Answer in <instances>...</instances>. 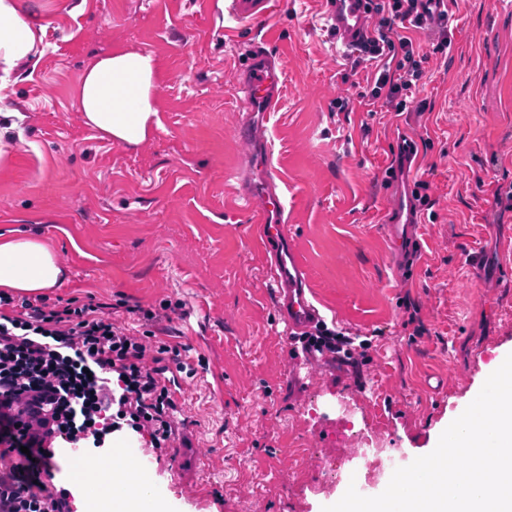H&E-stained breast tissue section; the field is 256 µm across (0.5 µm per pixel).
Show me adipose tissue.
<instances>
[{
	"label": "adipose tissue",
	"mask_w": 512,
	"mask_h": 512,
	"mask_svg": "<svg viewBox=\"0 0 512 512\" xmlns=\"http://www.w3.org/2000/svg\"><path fill=\"white\" fill-rule=\"evenodd\" d=\"M44 29L24 19L16 0H0V93L15 68L42 55ZM161 80L158 58L150 52L114 51L94 58L85 68L75 96L85 125L101 138L137 146L161 122L154 91ZM65 276L53 250L35 235L16 231L0 235V288L36 295L60 284ZM77 512L91 499L112 512H130V488H148L144 474L116 448L91 458L70 479Z\"/></svg>",
	"instance_id": "adipose-tissue-1"
}]
</instances>
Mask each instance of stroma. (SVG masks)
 <instances>
[{"label": "stroma", "mask_w": 512, "mask_h": 512, "mask_svg": "<svg viewBox=\"0 0 512 512\" xmlns=\"http://www.w3.org/2000/svg\"><path fill=\"white\" fill-rule=\"evenodd\" d=\"M216 3L19 0L46 52L12 73L0 107V232L53 249L66 278L51 296L183 302L173 339L194 370L177 378L201 452L195 483L173 453L120 438L171 512H322L349 486L327 459L350 468L379 448L409 465L512 349V0L449 5L447 54L420 34L431 53L421 115L367 112V71L337 51L320 0H280L268 22L231 33ZM257 45L282 68L267 135L288 235L327 327L352 340L342 368L294 362L253 213L236 200L240 74ZM115 50L152 52L163 69L162 126L133 148L84 125L75 102L86 65ZM341 92L351 111L336 110ZM402 135L417 145L412 179L436 203L421 212L422 257L399 278L383 225Z\"/></svg>", "instance_id": "obj_1"}]
</instances>
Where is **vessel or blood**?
Returning <instances> with one entry per match:
<instances>
[{"instance_id":"obj_1","label":"vessel or blood","mask_w":512,"mask_h":512,"mask_svg":"<svg viewBox=\"0 0 512 512\" xmlns=\"http://www.w3.org/2000/svg\"><path fill=\"white\" fill-rule=\"evenodd\" d=\"M364 0H322L328 30L344 54L358 53L368 35ZM275 0H229L228 16L244 23L271 15ZM279 69L274 60L255 52L245 69L242 103L249 116L239 128L248 148L241 164L244 177L238 180V198L254 211L258 240L269 259L267 274L272 283L274 310L286 331L305 335L325 320L309 285L303 263L289 242L288 217L281 180L269 167L270 144L264 122L280 108ZM419 208L411 194H397L390 202L384 233L391 244V266L402 272L422 252L419 238ZM179 473L193 480L198 457L192 442L175 450Z\"/></svg>"}]
</instances>
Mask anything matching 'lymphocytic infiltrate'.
I'll return each instance as SVG.
<instances>
[{"instance_id":"f902f5d3","label":"lymphocytic infiltrate","mask_w":512,"mask_h":512,"mask_svg":"<svg viewBox=\"0 0 512 512\" xmlns=\"http://www.w3.org/2000/svg\"><path fill=\"white\" fill-rule=\"evenodd\" d=\"M369 38L357 64L377 62L370 98L408 111L427 55L418 32L447 52L448 0H368ZM179 304L125 305L147 323L139 334L117 326L112 304L18 296L0 290V512H70L68 493L43 478L56 437L92 438L130 428L156 449L179 439V404L170 368L186 369L167 342Z\"/></svg>"}]
</instances>
